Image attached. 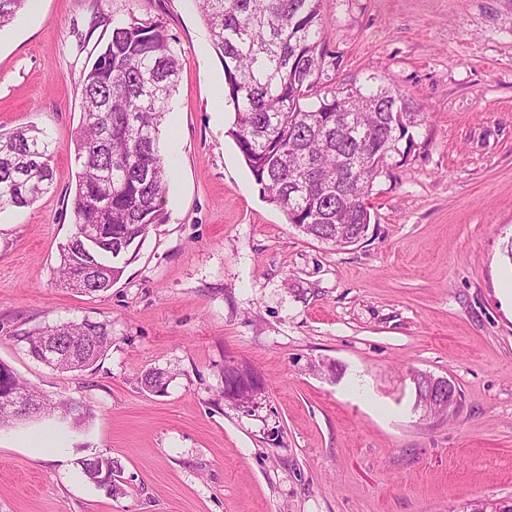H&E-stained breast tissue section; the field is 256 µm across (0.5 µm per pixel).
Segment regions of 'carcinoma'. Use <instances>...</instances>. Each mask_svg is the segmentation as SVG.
I'll return each mask as SVG.
<instances>
[{"mask_svg":"<svg viewBox=\"0 0 512 512\" xmlns=\"http://www.w3.org/2000/svg\"><path fill=\"white\" fill-rule=\"evenodd\" d=\"M211 43L224 64V100L232 106L231 134L255 181L302 233L348 246L368 230L374 180L421 112L398 91L363 92L320 82L323 67L322 0H196ZM27 0H0V28L13 23ZM178 53L163 25L135 16L116 22L91 68L80 78V122L72 140L77 163L72 195L75 232L60 245V282L78 293L112 288L136 258L150 229L165 222L171 168L159 138L177 85ZM45 130L26 125L0 131V212L33 205L53 184L55 150ZM49 336L78 356L52 367L83 371L112 343L103 321L85 318L29 332V352L40 358ZM149 393H164V371L139 379ZM14 389L36 404L25 417L59 413L80 427L90 409L73 400L45 407L46 396L0 364V403ZM415 389L430 414L432 384L422 373ZM98 484L112 459L80 461Z\"/></svg>","mask_w":512,"mask_h":512,"instance_id":"carcinoma-1","label":"carcinoma"}]
</instances>
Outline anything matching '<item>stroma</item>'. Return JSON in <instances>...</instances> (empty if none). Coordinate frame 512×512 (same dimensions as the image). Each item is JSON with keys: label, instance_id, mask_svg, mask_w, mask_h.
<instances>
[{"label": "stroma", "instance_id": "1", "mask_svg": "<svg viewBox=\"0 0 512 512\" xmlns=\"http://www.w3.org/2000/svg\"><path fill=\"white\" fill-rule=\"evenodd\" d=\"M161 21L182 62L160 127L165 223L111 289L63 288L74 232L79 79L112 22ZM323 83L386 85L424 120L376 178L355 244L301 233L268 201L217 112L224 65L195 0H40L0 30V129L58 143L50 191L0 213V363L85 425L0 429V512H464L512 499V0H323ZM112 328L91 368L31 356L25 332ZM264 388L244 407L224 369ZM151 368L163 394L141 389ZM450 378L423 418L412 377ZM50 430L62 449L28 448ZM112 458L107 493L79 466Z\"/></svg>", "mask_w": 512, "mask_h": 512}]
</instances>
